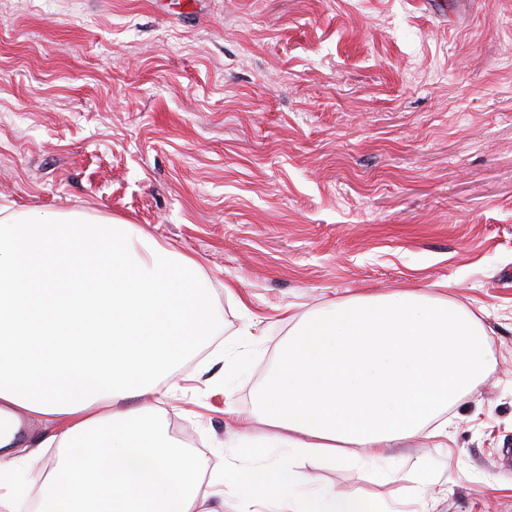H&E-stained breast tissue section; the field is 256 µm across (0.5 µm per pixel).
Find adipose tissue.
<instances>
[{"label": "adipose tissue", "mask_w": 512, "mask_h": 512, "mask_svg": "<svg viewBox=\"0 0 512 512\" xmlns=\"http://www.w3.org/2000/svg\"><path fill=\"white\" fill-rule=\"evenodd\" d=\"M117 220L31 211L0 214V506L25 512L13 471L20 416L53 423L55 472L42 512H224L201 494L203 466L142 400L215 333L195 259L141 246ZM492 352L470 314L417 292L336 304L298 319L258 396L267 457L236 489L238 512H359V500L302 492L293 460L371 461L472 391ZM109 403L110 414L98 407Z\"/></svg>", "instance_id": "obj_1"}]
</instances>
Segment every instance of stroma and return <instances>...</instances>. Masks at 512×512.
<instances>
[{
	"label": "stroma",
	"instance_id": "1",
	"mask_svg": "<svg viewBox=\"0 0 512 512\" xmlns=\"http://www.w3.org/2000/svg\"><path fill=\"white\" fill-rule=\"evenodd\" d=\"M446 2L0 0V206L136 225L221 313L157 412L202 491L249 475L285 310L417 291L492 350L448 437L294 467L373 512H512V0ZM25 424L36 512L59 451Z\"/></svg>",
	"mask_w": 512,
	"mask_h": 512
}]
</instances>
